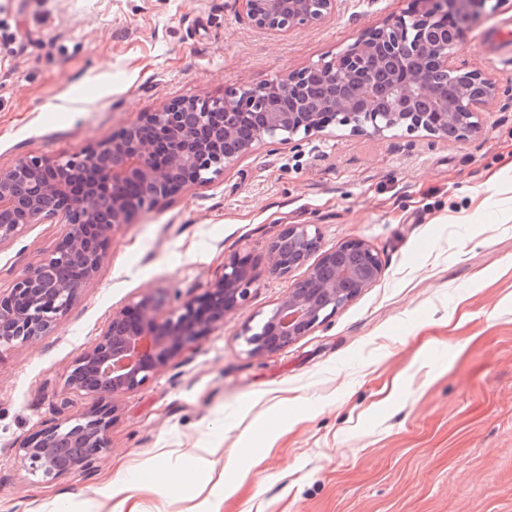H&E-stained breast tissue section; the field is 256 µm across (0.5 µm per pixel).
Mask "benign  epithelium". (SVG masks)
<instances>
[{"label": "benign epithelium", "mask_w": 512, "mask_h": 512, "mask_svg": "<svg viewBox=\"0 0 512 512\" xmlns=\"http://www.w3.org/2000/svg\"><path fill=\"white\" fill-rule=\"evenodd\" d=\"M256 29L286 35L320 24L339 0H238ZM486 0H411L395 18L362 32L335 58L265 84L243 82L222 97H185L127 124L109 139L71 155L27 157L0 170V245L27 224H61L55 249L0 296V348L50 335L97 274L114 229L144 206L213 181L256 147L289 144L333 127L384 136L398 130L463 140L481 131L497 80L457 66L454 49ZM317 229L287 224L272 241L269 264L307 276L280 300L261 332L243 340L253 357L272 354L309 334L383 273L379 254L362 240L319 251ZM316 261H311L313 254ZM254 276L232 258L200 299H178L161 314L153 293L112 313L96 342L66 372L67 389L93 399L86 410L19 448L20 466L55 480L94 467L108 448L117 397L145 384L169 361L214 329L248 296Z\"/></svg>", "instance_id": "obj_1"}]
</instances>
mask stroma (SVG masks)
I'll return each mask as SVG.
<instances>
[{
  "instance_id": "stroma-1",
  "label": "stroma",
  "mask_w": 512,
  "mask_h": 512,
  "mask_svg": "<svg viewBox=\"0 0 512 512\" xmlns=\"http://www.w3.org/2000/svg\"><path fill=\"white\" fill-rule=\"evenodd\" d=\"M409 0H342L283 37L237 0H0V169L109 138L173 100L219 97L326 62ZM512 0H488L455 55L499 81L482 131L261 145L214 181L116 228L54 332L0 351V512H512ZM287 224L321 249L359 239L383 274L288 347L249 355L305 268L270 272ZM60 225L0 245V292L56 247ZM255 283L224 325L116 400L95 467L53 481L15 452L85 410L65 386L113 311L147 292L170 312L231 258ZM185 470L164 492L160 466Z\"/></svg>"
}]
</instances>
